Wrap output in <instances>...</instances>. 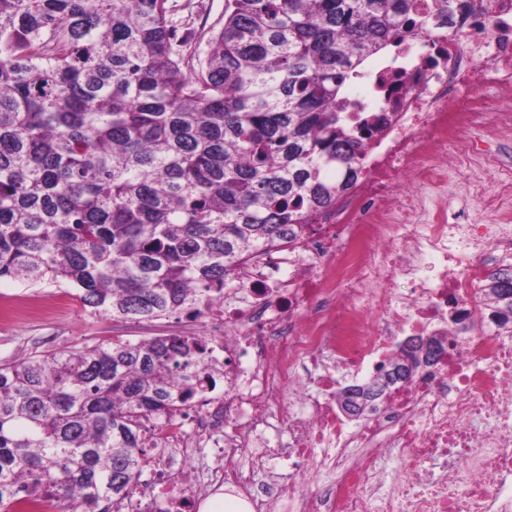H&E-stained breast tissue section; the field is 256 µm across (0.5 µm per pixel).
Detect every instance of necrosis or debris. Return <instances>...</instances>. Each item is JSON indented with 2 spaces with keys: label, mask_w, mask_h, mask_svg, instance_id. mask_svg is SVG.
<instances>
[{
  "label": "necrosis or debris",
  "mask_w": 512,
  "mask_h": 512,
  "mask_svg": "<svg viewBox=\"0 0 512 512\" xmlns=\"http://www.w3.org/2000/svg\"><path fill=\"white\" fill-rule=\"evenodd\" d=\"M417 6L356 97L380 131L354 187L239 267L206 308L224 389L178 421H144L148 476L113 512H195L219 491L251 512H512V335L480 294L512 254V157L475 135L512 142V112L489 111L485 96L512 97V0H450L444 21ZM492 165L507 186L485 223L449 217V172L471 188ZM411 336L437 337L440 356L352 423L337 371L376 375ZM204 450L217 464L185 491L173 477ZM274 459L289 479L325 480L314 494L256 492L253 470Z\"/></svg>",
  "instance_id": "4bbe7bcc"
}]
</instances>
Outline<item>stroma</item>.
<instances>
[{"label":"stroma","mask_w":512,"mask_h":512,"mask_svg":"<svg viewBox=\"0 0 512 512\" xmlns=\"http://www.w3.org/2000/svg\"><path fill=\"white\" fill-rule=\"evenodd\" d=\"M180 34L207 42L213 29L224 23V0H168ZM10 310L0 320V363L62 346L112 341H138L174 332V323L150 320H115L91 314L75 290L44 284L27 287L0 280V307Z\"/></svg>","instance_id":"1"}]
</instances>
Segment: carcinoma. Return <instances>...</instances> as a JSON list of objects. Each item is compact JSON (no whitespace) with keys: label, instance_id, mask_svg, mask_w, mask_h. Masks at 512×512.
<instances>
[{"label":"carcinoma","instance_id":"1","mask_svg":"<svg viewBox=\"0 0 512 512\" xmlns=\"http://www.w3.org/2000/svg\"><path fill=\"white\" fill-rule=\"evenodd\" d=\"M168 0H0V279L69 285L92 314L195 318L360 173L378 125L343 90L415 0H224L200 53ZM512 322V266L481 287ZM221 368L185 336L0 365V512L132 493L142 420Z\"/></svg>","mask_w":512,"mask_h":512}]
</instances>
